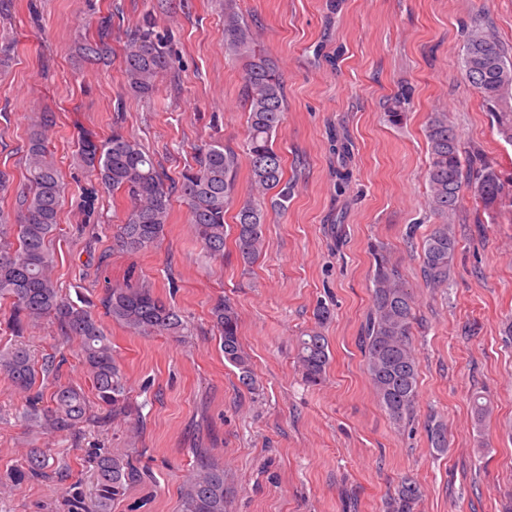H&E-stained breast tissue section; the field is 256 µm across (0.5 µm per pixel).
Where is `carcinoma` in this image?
<instances>
[{"label":"carcinoma","mask_w":512,"mask_h":512,"mask_svg":"<svg viewBox=\"0 0 512 512\" xmlns=\"http://www.w3.org/2000/svg\"><path fill=\"white\" fill-rule=\"evenodd\" d=\"M111 35L109 12L98 18L95 37L82 43L79 50L89 60H108L113 54ZM224 47L229 61L241 63L244 69L250 200L236 214L235 243L243 263L250 264L265 246L267 208L286 209L292 193V186L283 178L282 156L272 143L273 134L286 120L287 99L277 66L257 49L236 0H224ZM169 62L165 38L149 22L137 26L121 49L125 92L136 98L151 95L157 77L167 70ZM461 65L465 80L480 94L492 116L497 134L512 145V95H503L504 87L512 88V57L493 32L476 21L467 31ZM409 104L410 92L404 89L393 98L387 113L389 122L401 124ZM53 124L54 115L45 112L31 131L22 180L16 183L9 173L0 170V194L11 198V206L0 208V300L10 305L16 333L50 318L60 335L80 341L82 362L97 406L90 405L81 388L58 382L61 361L54 356L37 367L23 347L0 351V376L23 392L32 389L39 373L55 381L51 404L41 408L38 402L30 401L29 418L47 433H68L75 438L81 423L130 420L138 411L129 399L127 379L99 319L88 305L63 296L52 275L49 243L58 228L64 190L46 144L45 129ZM112 125V135L105 141H84L79 159L96 172L102 189L120 191L130 200L124 223L117 226L118 245L127 252L139 253L156 243L170 223L171 195L178 191L206 252L215 258L224 257V217L236 188L238 154L223 142L213 141L200 151L196 166L171 184L155 158L124 132L122 115H116ZM427 142V208L438 224L423 240L421 272L428 287L446 288L457 246L454 221L461 193L471 190L483 211L493 214L512 199V169L476 156L463 163V147L446 112L431 113ZM330 147L338 161L334 186L341 194L350 182L348 161L353 145L338 132L330 135ZM371 283L372 306L364 327L362 352L378 401L393 423L401 426L413 417L417 397L418 361L410 338L415 297L380 246L375 249ZM100 303L113 322L138 334L174 336L184 329L179 311L146 284L107 287ZM210 318L224 360L238 370L239 382L245 388H255L235 306L219 299L210 310ZM296 359L306 383L314 386L322 382L330 361L327 337L315 328L307 332L299 339ZM426 431L432 448L438 452L448 448L447 428L442 422L430 418ZM196 457V465L181 488V512H229L231 487L224 465L210 459L204 448L196 449ZM91 463L94 509L87 510L79 484L73 483L50 512H112V504L122 499L132 484L147 477V472L127 454L100 449ZM67 473L66 461L53 449L31 448L23 473L1 477L0 491L10 493L20 480L61 482ZM420 497L418 484L404 477L390 498L389 512H414Z\"/></svg>","instance_id":"1"}]
</instances>
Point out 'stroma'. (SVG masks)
Segmentation results:
<instances>
[{"mask_svg": "<svg viewBox=\"0 0 512 512\" xmlns=\"http://www.w3.org/2000/svg\"><path fill=\"white\" fill-rule=\"evenodd\" d=\"M256 44L279 67L288 110L274 145L295 185L283 211L270 212L265 250L243 265L235 244L206 257L186 205L147 251L128 253L113 230L130 206L123 194L98 193L97 232L80 233L84 188L96 176L76 159L84 133L106 139L116 103L124 130L151 153L169 179L195 165L214 140L239 155L235 204L249 198L247 114L242 69L224 49V0H12L0 20V170L20 176L23 150L42 113L64 182L58 229L50 243L54 278L64 295L99 299L106 284H148L187 324L179 336H141L103 319L140 430L126 422L85 427L79 441L26 421L28 395L0 377V473L21 468L28 449L64 457L70 482L90 487L89 458L99 448L141 456L150 477L132 485L112 512H180L181 486L209 449L229 472L230 512H387L402 477L422 496L415 512H501L512 496V205L476 220L464 194L456 217L458 247L447 287L427 288L421 246L434 221L426 207V122L447 113L464 147L512 167V145L497 134L478 93L465 81L461 50L474 20L487 22L512 54V0H237ZM113 13L112 46L121 48L152 17L172 49L153 93L124 95L121 66L94 65L77 50ZM413 94L407 121L384 120L401 88ZM344 129L354 144L344 195L334 189L336 159L328 134ZM342 225L334 241L333 225ZM383 245L416 296L411 336L419 361L414 419L399 428L381 408L360 348L370 310V247ZM229 298L259 388L249 392L211 330L210 310ZM320 326L331 361L324 381L305 385L296 340ZM26 347L35 360L63 357L59 382L88 387L79 344L50 321L15 333L0 307V349ZM491 402L476 423L473 394ZM448 426L437 453L425 424ZM58 485L25 482L0 497V512H49Z\"/></svg>", "mask_w": 512, "mask_h": 512, "instance_id": "1", "label": "stroma"}]
</instances>
